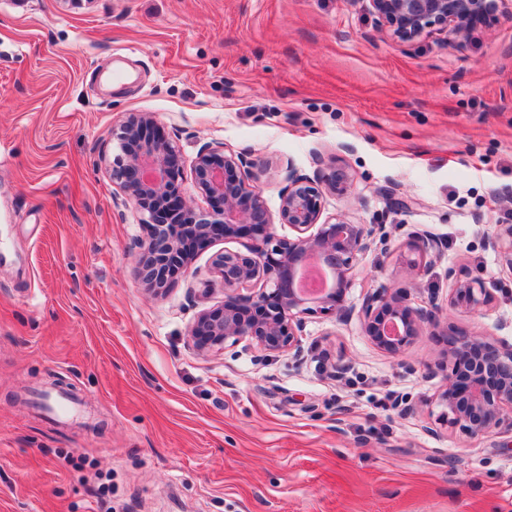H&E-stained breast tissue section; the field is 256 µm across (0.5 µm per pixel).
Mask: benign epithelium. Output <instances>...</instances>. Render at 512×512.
Instances as JSON below:
<instances>
[{
    "mask_svg": "<svg viewBox=\"0 0 512 512\" xmlns=\"http://www.w3.org/2000/svg\"><path fill=\"white\" fill-rule=\"evenodd\" d=\"M381 27L407 44H414L436 26L447 39L473 32L478 19L497 7V0H367ZM150 112H131L120 125L121 154L112 164V181L122 204L148 215L149 232L135 242L141 250L138 270L144 290L164 291L163 268L180 266L187 273L196 250L216 239L246 237L244 252H221L212 262L213 274L224 287L221 305L200 312L190 329L192 345L205 355L248 340L260 349L279 354L302 353L303 315L317 304L339 320L357 319L378 350L400 356L416 336L437 324L431 307L416 306L410 293L375 291L360 307L344 304L355 263L374 241L388 245L383 225L367 226L343 218L321 220L320 182L330 191L347 190L345 181L317 170L304 174L293 162L281 164L278 217L268 210L256 183L263 165L248 153H228L222 143H206L191 162L195 187L216 203L203 211L180 195L184 160L172 139L154 131ZM295 232L281 238L275 223ZM487 245L512 269V225L499 228ZM408 250L418 258L407 261L419 272L426 258L438 259L442 243L430 231L417 229L409 236ZM318 257L334 277V287L317 296H303L297 288L301 262ZM448 303L479 310L492 304L495 289L479 277L453 268ZM452 367L445 388L438 394L447 424L479 436L502 428L512 431V346L498 345L477 335L448 337Z\"/></svg>",
    "mask_w": 512,
    "mask_h": 512,
    "instance_id": "1",
    "label": "benign epithelium"
}]
</instances>
